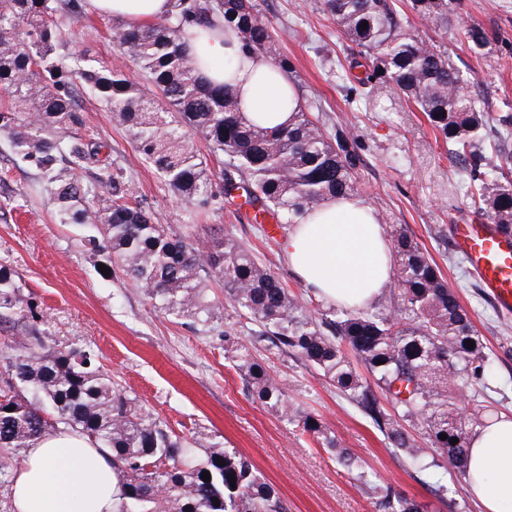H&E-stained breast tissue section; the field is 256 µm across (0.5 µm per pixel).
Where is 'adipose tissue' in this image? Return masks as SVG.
I'll list each match as a JSON object with an SVG mask.
<instances>
[{"mask_svg": "<svg viewBox=\"0 0 512 512\" xmlns=\"http://www.w3.org/2000/svg\"><path fill=\"white\" fill-rule=\"evenodd\" d=\"M98 15L149 24L166 16L172 0H87ZM187 50L197 73L235 87L245 121L275 129L299 110L290 76L266 56L240 54L221 28L191 27ZM288 267L329 304L365 307L391 282V245L376 210L363 199H331L292 225ZM467 482L482 512H512V416L477 430ZM108 449L69 429L36 440L14 471V512H112Z\"/></svg>", "mask_w": 512, "mask_h": 512, "instance_id": "ef3b65f1", "label": "adipose tissue"}]
</instances>
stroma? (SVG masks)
<instances>
[{"label": "stroma", "instance_id": "35a3bbf8", "mask_svg": "<svg viewBox=\"0 0 512 512\" xmlns=\"http://www.w3.org/2000/svg\"><path fill=\"white\" fill-rule=\"evenodd\" d=\"M279 37L277 55L287 57L292 78L312 99L315 118L328 132L345 127L355 135L356 173L362 198L383 224H405L439 264L493 351L498 376L495 401L512 414V312L498 310L456 253L451 226L470 213L466 180L436 142L423 114L392 84L380 82L369 95L349 93L365 51L347 40L318 0H255ZM72 48L112 64L135 80L140 68L113 42L107 19L93 13L58 16ZM477 23L489 34L481 54L461 42L460 27ZM412 32L443 42L451 58L472 70L467 92L485 99L488 111L512 112V0H457L447 27L413 20ZM86 130L107 140L112 161L135 183L155 223L193 241L225 234L251 248L295 295L309 292L286 262L283 239L232 210H194L174 196L153 169L142 164L128 132L98 99L84 97ZM89 227L62 224L57 207L35 170L13 159L0 136V264L11 267L22 293L34 302L60 341L89 345L102 356L118 387L165 422L177 435L200 445L219 443L248 456L281 493L288 512H380L372 485L392 486L420 512H479L467 481L435 466H412L357 407L318 373L296 359L264 352L269 375L293 402L318 416L340 447L356 459L365 481L348 474L336 451L316 445L297 424L256 402L234 364L236 347L250 338L234 308L207 328L155 307L122 270L102 273L83 250ZM447 486L445 497L432 489Z\"/></svg>", "mask_w": 512, "mask_h": 512}]
</instances>
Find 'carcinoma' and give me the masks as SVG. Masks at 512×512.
I'll list each match as a JSON object with an SVG mask.
<instances>
[{
  "label": "carcinoma",
  "instance_id": "cac0c4a2",
  "mask_svg": "<svg viewBox=\"0 0 512 512\" xmlns=\"http://www.w3.org/2000/svg\"><path fill=\"white\" fill-rule=\"evenodd\" d=\"M407 1L409 14L403 10ZM455 4L321 0V9L346 39L377 53L358 85L383 79L423 112L465 173L474 208L511 236L512 155L490 164L483 131L493 127L512 136V113L487 112L464 97L459 88L466 78L442 45L407 32L412 15L448 25ZM60 13L84 15V0H0V90L8 96L0 106V134L9 139L15 161L42 176L60 223L96 228L85 238L86 253L107 252L110 263L161 309L204 327L218 318L221 306L206 294L201 273L218 270L231 305L258 327L257 338L313 367L406 458L416 462L425 449L404 422L424 436L436 466L466 475L474 428L488 427L496 411L486 394L496 375L469 311L408 229L395 225L388 232L396 300L312 310L251 249L215 235L204 246L190 244L154 223L132 182L112 167L111 147L81 133L80 98L88 91L125 127L139 159L175 196L202 209L233 207L257 224L270 215L284 230L328 199L360 194L353 133L338 129L330 135L306 104L286 128L249 124L231 88L197 75L183 34L188 26H215L216 17L246 51L272 54L274 33L255 0H174L171 14L158 23L110 26L119 50L145 73L146 87L85 51L62 54L64 32L55 21ZM460 37L475 54L489 42L475 23L463 26ZM155 91L168 111L154 106ZM192 135L222 158L218 191ZM92 166L95 187L82 176ZM33 312L14 272L0 264V322ZM235 358L257 401L302 424L323 447H338L327 426L288 402L250 346L240 344ZM358 362L369 377L358 373ZM60 426L110 449L119 489L113 512H288L277 489L246 457L218 446L199 454L194 441L176 435L115 387L93 348L58 341L34 320L25 324V339L0 356V448L22 457ZM373 494L384 512H419L415 501L388 485L374 487Z\"/></svg>",
  "mask_w": 512,
  "mask_h": 512
}]
</instances>
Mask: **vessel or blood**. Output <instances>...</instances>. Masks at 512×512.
Segmentation results:
<instances>
[{
    "mask_svg": "<svg viewBox=\"0 0 512 512\" xmlns=\"http://www.w3.org/2000/svg\"><path fill=\"white\" fill-rule=\"evenodd\" d=\"M453 244L486 294L502 309L512 308V238L497 234L492 224L470 216L453 227Z\"/></svg>",
    "mask_w": 512,
    "mask_h": 512,
    "instance_id": "b4317fda",
    "label": "vessel or blood"
}]
</instances>
